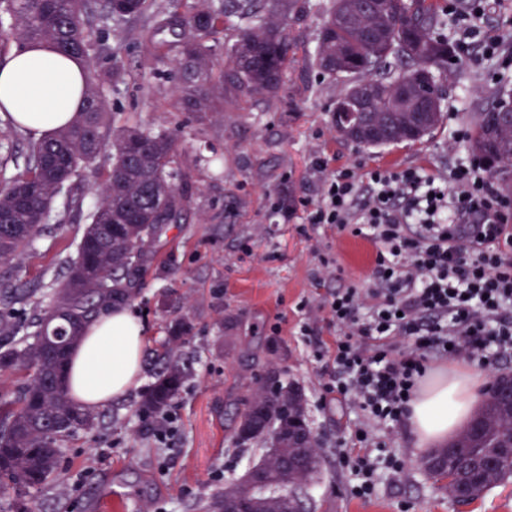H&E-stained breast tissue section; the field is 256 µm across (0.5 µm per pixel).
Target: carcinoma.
Here are the masks:
<instances>
[{"instance_id":"cac0c4a2","label":"carcinoma","mask_w":512,"mask_h":512,"mask_svg":"<svg viewBox=\"0 0 512 512\" xmlns=\"http://www.w3.org/2000/svg\"><path fill=\"white\" fill-rule=\"evenodd\" d=\"M0 0V57L26 45H48L85 64L82 105L73 121L34 141L26 154L11 156L17 173L0 184V264L27 254L54 200L66 194V207L82 212L80 182L85 171L100 181L101 199L90 213L75 257L66 260L63 287L46 286L41 296L9 281L0 283V336L16 344L0 351V374L24 371L27 381L15 399L0 401V486L9 482L20 500L17 512H31L26 490L43 488L58 476L59 447L78 430L99 426L97 414L79 411L67 396L65 366L69 349L103 311L132 297V284L151 245L170 224H178L190 199L188 176L173 168L179 143L166 129L138 125L119 131L109 119L102 90L122 78L116 62L96 61L90 32L99 12L113 20L149 17L151 34L179 74L176 112L224 111V93L252 98L271 92L288 67V16L298 0H178L159 11L155 0ZM434 0H333L321 28L314 64L343 84L336 103L363 102L362 123L380 135L362 139L336 127L351 142L380 147L409 140L407 127L424 97L434 114L429 133L442 121L440 79L448 72L452 45L438 32ZM238 31L229 58L217 53L218 36ZM509 91L499 90L494 105L476 113L470 148L486 162V172L512 194V117L501 113ZM112 150V166L93 167ZM31 309L35 315L16 320ZM190 329L178 320L168 336L169 352ZM187 367L174 356L156 374L140 404L148 416L163 417L181 392ZM305 420L301 390L277 378L257 389L237 414L234 439L263 450L265 485L259 493L244 478L224 484L222 502L256 498L258 512H298L297 488L318 472L315 438L295 440ZM293 462L284 470L285 461ZM420 464L447 479L448 497L468 501L512 480V390L487 395L471 422L446 446L423 455Z\"/></svg>"}]
</instances>
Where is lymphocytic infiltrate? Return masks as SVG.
<instances>
[{"instance_id":"f902f5d3","label":"lymphocytic infiltrate","mask_w":512,"mask_h":512,"mask_svg":"<svg viewBox=\"0 0 512 512\" xmlns=\"http://www.w3.org/2000/svg\"><path fill=\"white\" fill-rule=\"evenodd\" d=\"M315 167L310 223L380 245L371 288L339 289L330 309L341 334L328 390L363 413L354 439L367 444L372 425L405 422L428 354L488 367L512 352V201L476 159L444 180L415 167Z\"/></svg>"}]
</instances>
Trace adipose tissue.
<instances>
[{"mask_svg":"<svg viewBox=\"0 0 512 512\" xmlns=\"http://www.w3.org/2000/svg\"><path fill=\"white\" fill-rule=\"evenodd\" d=\"M82 61L46 48L26 47L0 60V103L21 129L42 135L71 120L80 107L75 86ZM145 336L125 309L95 321L71 349L67 391L82 410H99L124 395L139 377ZM478 368L428 371L411 402L407 421L418 447L443 446L466 426L483 401Z\"/></svg>","mask_w":512,"mask_h":512,"instance_id":"1","label":"adipose tissue"}]
</instances>
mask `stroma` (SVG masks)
<instances>
[{"label": "stroma", "mask_w": 512, "mask_h": 512, "mask_svg": "<svg viewBox=\"0 0 512 512\" xmlns=\"http://www.w3.org/2000/svg\"><path fill=\"white\" fill-rule=\"evenodd\" d=\"M301 2L303 13L288 21L294 55L280 88L227 96L223 111L203 120L170 111L176 80L156 60L155 42L144 38L146 20L93 18L98 59H117L126 69L104 89L115 127L169 129L181 143L177 166L192 191L184 223L154 243L129 303L145 327L141 383L101 410L96 433L77 431L61 445L59 477L34 494L35 512H207L212 496L262 454L236 445L232 414L272 375L301 389L322 459L317 478L301 490L308 512H512V482L472 502L450 499L444 480L419 465L422 451L404 425L375 428L367 448L374 457L383 446L399 450L404 471L379 464L374 496L351 494L355 478L340 467L337 451L359 453L352 436L367 420L326 390L339 334L329 302L337 288L369 287L378 244L347 228L307 223L303 205L317 183L319 156L332 171L417 166L438 179L465 163L472 151L454 142V130L470 127L493 103L496 86L512 88V69L503 67L512 59V0H494L478 22L483 36L498 42V56L457 47L442 123L421 141L368 149L337 135L332 108L341 85L313 64L332 0ZM146 58L152 70L141 69ZM499 71L501 83L488 81ZM82 190V213L57 198L31 254L0 265L1 280L27 288L64 280V261L75 256L97 203L92 176ZM177 319L190 324L182 347L189 374L170 409L174 430L160 440L138 405Z\"/></svg>", "instance_id": "35a3bbf8"}]
</instances>
